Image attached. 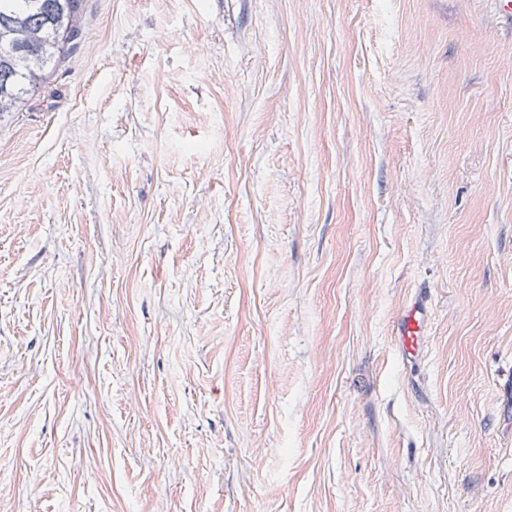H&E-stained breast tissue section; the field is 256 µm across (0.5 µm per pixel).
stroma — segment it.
<instances>
[{
    "label": "stroma",
    "mask_w": 512,
    "mask_h": 512,
    "mask_svg": "<svg viewBox=\"0 0 512 512\" xmlns=\"http://www.w3.org/2000/svg\"><path fill=\"white\" fill-rule=\"evenodd\" d=\"M0 512H512L492 0H88L0 113ZM430 308L422 297L411 299L401 311L394 326L395 341L401 356L417 361L423 349Z\"/></svg>",
    "instance_id": "obj_1"
}]
</instances>
